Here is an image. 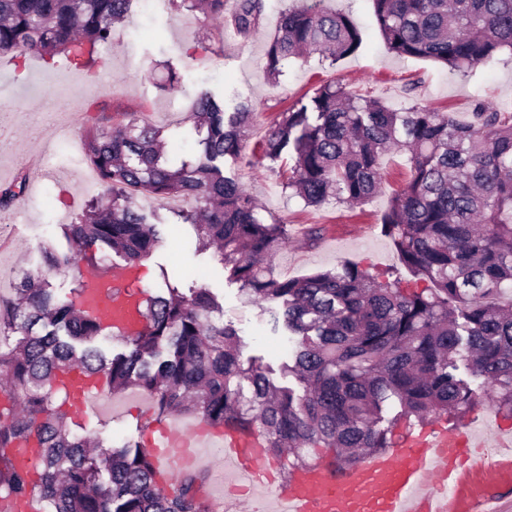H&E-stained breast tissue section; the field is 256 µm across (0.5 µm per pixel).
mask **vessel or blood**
Returning a JSON list of instances; mask_svg holds the SVG:
<instances>
[{"instance_id": "b4317fda", "label": "vessel or blood", "mask_w": 512, "mask_h": 512, "mask_svg": "<svg viewBox=\"0 0 512 512\" xmlns=\"http://www.w3.org/2000/svg\"><path fill=\"white\" fill-rule=\"evenodd\" d=\"M137 277L127 267L113 278L87 276L84 307L125 333L136 332L143 324L132 290ZM66 386L75 391L73 403L82 412L89 398L105 390L101 380L81 385L70 380ZM193 431L222 449L225 471L239 482L252 489L275 486L274 512H501L512 501V440L499 441L486 458L479 445L434 429L342 475L323 464L296 470L286 481L265 459L257 437L203 424Z\"/></svg>"}]
</instances>
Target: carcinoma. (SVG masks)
<instances>
[{"instance_id":"obj_1","label":"carcinoma","mask_w":512,"mask_h":512,"mask_svg":"<svg viewBox=\"0 0 512 512\" xmlns=\"http://www.w3.org/2000/svg\"><path fill=\"white\" fill-rule=\"evenodd\" d=\"M136 0H0V55H64L93 71L100 48ZM207 18H224L225 0H168ZM386 49L467 72L512 53V0H371ZM263 0H236L226 19L248 37L260 25ZM362 36L347 16L302 4L285 10L266 53L273 82L288 60L321 53L331 63L356 52ZM81 132L86 161L106 187L79 220L61 225L70 244L45 249L49 269L99 264L104 245L138 265L159 242L137 205L187 196L197 207L180 214L197 250L214 245L227 279L247 301L279 302L294 339L287 367L301 395L275 385L261 364L241 360L236 332L211 318L222 312L206 288L186 298L167 293L141 300L145 325L132 335L112 329L74 300L54 297L40 275L26 274L12 300L0 299V502L31 497L46 512H210L189 475L170 493L140 445L97 449L53 407L67 401L55 378L74 367L101 376L113 391L141 389L157 418L196 414L215 426L250 433L259 427L267 451L290 452L288 471L333 454L342 467L393 447L380 427L383 404L395 398L396 420L441 418L459 424L487 399L512 418V110L475 101L471 121L420 107L395 109L339 81L298 99L270 128L256 162L288 155L283 189L317 207L330 200L357 207L383 188L382 159L407 155V174L380 222L410 274L380 281L343 261L300 278L275 272L271 258L288 241L287 225L266 223L253 196L224 175V156L241 154L251 112H226L209 91L190 119L205 133L203 153L171 164L162 131L130 120L114 127L106 104ZM27 177L0 187V208L23 197ZM117 339L113 354L99 339ZM33 441L38 481L16 466L14 448Z\"/></svg>"}]
</instances>
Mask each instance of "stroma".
Here are the masks:
<instances>
[{
	"instance_id": "1",
	"label": "stroma",
	"mask_w": 512,
	"mask_h": 512,
	"mask_svg": "<svg viewBox=\"0 0 512 512\" xmlns=\"http://www.w3.org/2000/svg\"><path fill=\"white\" fill-rule=\"evenodd\" d=\"M300 2L263 0L260 27L243 38L221 22L159 0L154 13L138 10L115 24L111 44L100 51L107 73L101 85L59 57L50 61L32 54L22 69L11 57H0V112L10 116L9 132L0 136V186L20 176L27 179L19 203L0 210V298L13 295L21 274L43 272L45 247L68 251L61 225L75 221L87 200L105 193L103 186L88 181L89 165L80 144L62 139L59 127L81 130L88 105L107 103L113 111L139 113L142 121L160 127L168 158L192 161L202 147L189 115L201 90L223 98L226 107L245 104L252 111L242 156L225 160L224 172L251 193L264 222L286 224L288 242L271 259L277 273L298 277L346 260L377 277L400 269L393 245L380 236L377 225L401 179L403 156L391 153L383 158V189L362 206L332 200L312 208L282 188L278 172L252 165L253 151L280 112L330 80H342L350 89L396 108H438L461 123L470 121L478 96L511 108L512 55L502 54L465 74L429 60L397 56L383 46L370 0H322L324 8L349 15L358 24L363 40L359 51L334 64L316 53L293 60L278 82L268 81L263 72L268 44L281 13ZM199 38L211 47L200 62L188 55ZM171 66L181 85L165 93L159 86ZM137 201L163 223L165 235L142 262V290L161 291V270H182L179 288L184 295L206 288L216 297L225 326L237 333L242 360L270 367L277 385L296 387V379L282 369L291 350L287 330L274 325L268 309L244 302L238 284L225 278L214 251H196L193 227L178 217L180 211L194 209L195 201L173 197L160 202L144 195ZM137 395L134 389L113 395L97 415L68 411L69 427L107 447L143 442L146 426L155 418L154 407L149 399L137 404Z\"/></svg>"
}]
</instances>
